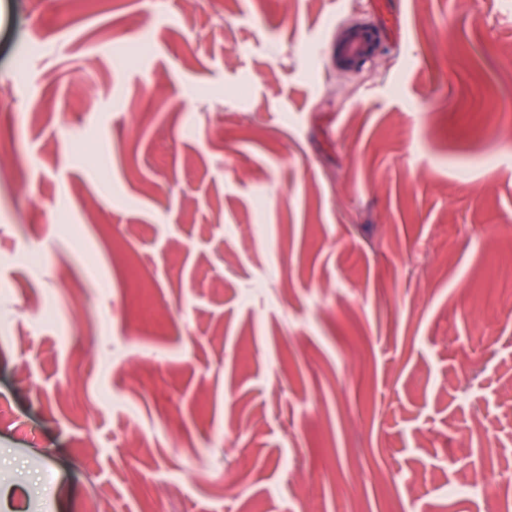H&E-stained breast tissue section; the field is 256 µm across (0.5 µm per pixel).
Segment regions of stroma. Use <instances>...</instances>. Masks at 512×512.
Instances as JSON below:
<instances>
[{"label": "stroma", "instance_id": "1", "mask_svg": "<svg viewBox=\"0 0 512 512\" xmlns=\"http://www.w3.org/2000/svg\"><path fill=\"white\" fill-rule=\"evenodd\" d=\"M404 2L0 0V512H500L512 0ZM380 51V41L375 31L366 24H355L345 28L334 46V62L341 70L362 67Z\"/></svg>", "mask_w": 512, "mask_h": 512}]
</instances>
